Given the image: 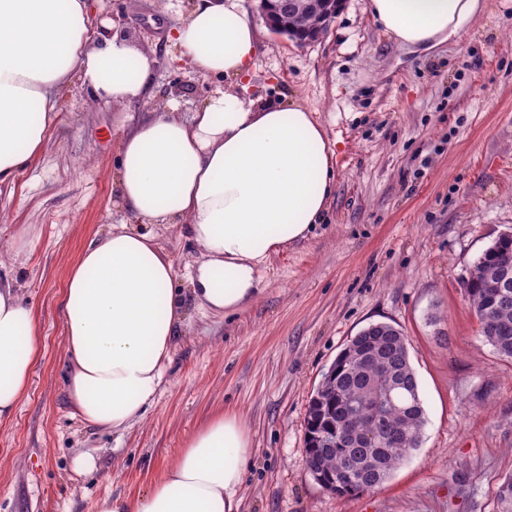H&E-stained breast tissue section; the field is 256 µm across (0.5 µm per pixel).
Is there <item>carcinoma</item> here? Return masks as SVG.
<instances>
[{
  "label": "carcinoma",
  "mask_w": 512,
  "mask_h": 512,
  "mask_svg": "<svg viewBox=\"0 0 512 512\" xmlns=\"http://www.w3.org/2000/svg\"><path fill=\"white\" fill-rule=\"evenodd\" d=\"M295 8L277 13L273 27L288 31L293 40L316 28H327L335 17L332 7L319 13L307 9V0H294ZM512 276V233H502L476 259L470 276L464 282L465 296L482 325L485 341L503 359L512 361V286L502 287L503 273ZM370 339L376 354L388 363L385 384L393 382L399 371H414L411 364L408 339L402 329L388 322L372 323L362 329ZM342 364V370L331 380H324L310 398L305 418L308 465H316L326 480L347 469L351 480L328 488L336 496H354L379 488L408 455L419 447L426 413L420 398H412L404 389L396 400L384 407L383 416L376 421L366 408L375 402L380 387L379 374L355 366ZM353 418L362 434L382 435L391 428L414 429L408 446L394 448L383 443L373 448H345L341 446L342 421ZM336 445V450L327 448Z\"/></svg>",
  "instance_id": "carcinoma-1"
}]
</instances>
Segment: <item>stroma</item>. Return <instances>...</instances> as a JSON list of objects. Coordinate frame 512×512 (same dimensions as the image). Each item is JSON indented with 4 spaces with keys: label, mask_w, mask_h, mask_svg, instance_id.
Returning a JSON list of instances; mask_svg holds the SVG:
<instances>
[{
    "label": "stroma",
    "mask_w": 512,
    "mask_h": 512,
    "mask_svg": "<svg viewBox=\"0 0 512 512\" xmlns=\"http://www.w3.org/2000/svg\"><path fill=\"white\" fill-rule=\"evenodd\" d=\"M197 0H91L153 60L138 116L199 108L219 89L264 104L296 100L323 124L336 183L321 224L273 255L263 292L234 313L187 301L167 381L122 432L86 427L65 393L63 292L83 245L132 223L116 195L121 130L80 86L62 92L43 151L0 188V278L34 310L40 355L26 396L0 421V512H97L105 496L147 492L215 413L243 420L253 455L240 512H512V362L484 341L463 284L512 232V0H484L457 38L401 48L369 0H344L327 31L300 45L273 32L258 0L244 80L205 75L167 38ZM29 243L12 250L20 225ZM187 285L199 247L158 228ZM376 322L401 328L426 411L419 448L375 491L340 498L304 463L311 396L348 340ZM92 460V471L79 462Z\"/></svg>",
    "instance_id": "obj_1"
}]
</instances>
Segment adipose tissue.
I'll list each match as a JSON object with an SVG mask.
<instances>
[{"mask_svg": "<svg viewBox=\"0 0 512 512\" xmlns=\"http://www.w3.org/2000/svg\"><path fill=\"white\" fill-rule=\"evenodd\" d=\"M243 0H198L170 37L202 73L239 77L255 64L258 32ZM480 0H369L379 28L404 48L457 37ZM88 0H0V186L14 184L58 120L59 94L81 84L112 104L119 141L117 195L130 224L90 239L64 289L67 400L86 426L125 430L167 379L184 297L155 226L200 248L192 297L215 312L261 292L270 256L306 239L336 181L326 130L297 102L259 104L219 90L195 112L132 120L154 61L120 32L94 34ZM40 354L35 315L0 281V419L26 395ZM252 444L242 419L219 412L184 443L175 463L134 499L102 498L97 512H237Z\"/></svg>", "mask_w": 512, "mask_h": 512, "instance_id": "adipose-tissue-1", "label": "adipose tissue"}]
</instances>
